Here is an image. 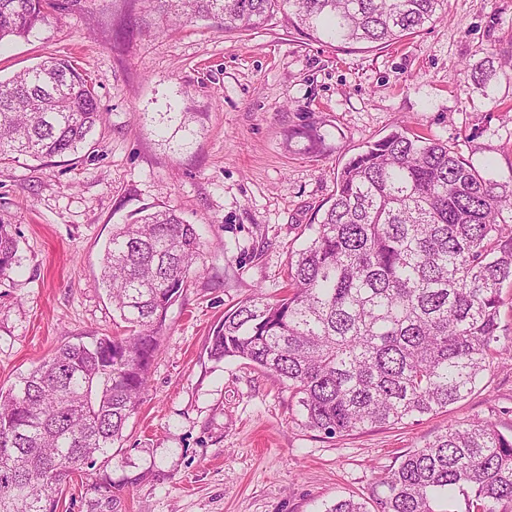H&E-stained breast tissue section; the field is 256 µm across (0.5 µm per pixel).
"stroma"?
Returning <instances> with one entry per match:
<instances>
[{
	"label": "stroma",
	"instance_id": "35a3bbf8",
	"mask_svg": "<svg viewBox=\"0 0 512 512\" xmlns=\"http://www.w3.org/2000/svg\"><path fill=\"white\" fill-rule=\"evenodd\" d=\"M491 47L480 88L471 68ZM505 50L512 0H448L443 20L375 48L307 40L280 16L228 33L220 20L183 24L139 0H68L0 49L1 79L75 60L103 111L77 154L0 167V222L19 256L0 276V388L64 344L120 332L101 284L104 245L132 211L161 204L195 225L202 254L112 450L114 512H328L342 498L372 501L402 455L450 423L488 419L511 436L507 352L447 411L332 439L306 425L286 382L208 354L226 308L258 290L283 295L289 254L338 172L393 122L512 180ZM171 112L198 115L186 147L167 140Z\"/></svg>",
	"mask_w": 512,
	"mask_h": 512
}]
</instances>
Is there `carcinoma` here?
<instances>
[{
    "label": "carcinoma",
    "mask_w": 512,
    "mask_h": 512,
    "mask_svg": "<svg viewBox=\"0 0 512 512\" xmlns=\"http://www.w3.org/2000/svg\"><path fill=\"white\" fill-rule=\"evenodd\" d=\"M176 21L258 28L288 6L309 40L397 43L446 16L447 0H146ZM61 0H0V44ZM103 120L87 75L49 57L0 80V164L76 153ZM312 236L291 252L288 289L224 313L215 360L241 358L288 382L308 426L333 438L414 423L465 399L497 356L512 286V180L498 182L444 141L396 122L350 158ZM199 235L152 205L112 225L102 284L123 334L65 344L0 389V512H56L73 477L98 471L86 512H112L107 473L147 389L167 311L201 256ZM18 240L0 224V276ZM378 512H508L512 438L487 419L456 423L403 455L381 481ZM328 512H370L353 499ZM503 305L500 307L499 332L501 347L507 348L512 345V288L505 286L502 289Z\"/></svg>",
    "instance_id": "carcinoma-1"
}]
</instances>
